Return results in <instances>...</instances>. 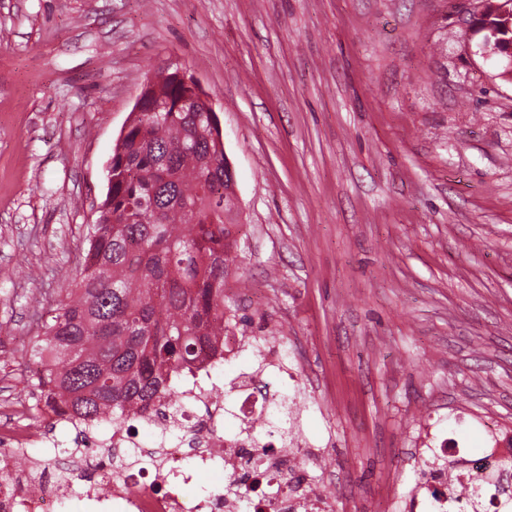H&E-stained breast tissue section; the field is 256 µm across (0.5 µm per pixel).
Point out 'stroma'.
<instances>
[{
    "instance_id": "1",
    "label": "stroma",
    "mask_w": 512,
    "mask_h": 512,
    "mask_svg": "<svg viewBox=\"0 0 512 512\" xmlns=\"http://www.w3.org/2000/svg\"><path fill=\"white\" fill-rule=\"evenodd\" d=\"M478 0H0V390L28 385L106 166L159 69L200 80L236 179L224 282L256 371L295 397L334 512H404L429 440L512 432V81Z\"/></svg>"
}]
</instances>
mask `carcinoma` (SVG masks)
Returning <instances> with one entry per match:
<instances>
[{
  "instance_id": "carcinoma-1",
  "label": "carcinoma",
  "mask_w": 512,
  "mask_h": 512,
  "mask_svg": "<svg viewBox=\"0 0 512 512\" xmlns=\"http://www.w3.org/2000/svg\"><path fill=\"white\" fill-rule=\"evenodd\" d=\"M149 82V111L132 119L113 151L80 280L34 337L53 362L31 386L86 432L106 419L121 428L155 404L182 413L176 381L216 356L213 340L224 335V279L237 245L236 224L224 223V143L204 103L175 109L187 89L171 71ZM288 412L285 394L255 431L259 453L268 451L265 438L288 447ZM75 453L99 471L143 457L114 448L105 465ZM51 468L69 482L71 468L35 464L42 480Z\"/></svg>"
}]
</instances>
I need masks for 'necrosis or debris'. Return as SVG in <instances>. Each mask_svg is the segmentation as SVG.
I'll return each mask as SVG.
<instances>
[{
  "mask_svg": "<svg viewBox=\"0 0 512 512\" xmlns=\"http://www.w3.org/2000/svg\"><path fill=\"white\" fill-rule=\"evenodd\" d=\"M212 362L195 369L181 390L189 403L186 417L195 421L198 449L186 456L181 448L154 449L150 467L112 474L107 490L96 485L95 474L85 477L81 495L69 487L52 486L44 481H21L13 492H0V512H327L322 489L301 486L286 493L289 455L274 449L264 464L253 468L252 450L241 434H226L216 427L224 418V404L211 381ZM451 469L447 478L450 491L425 492L421 502L425 512H501L504 498L494 488L498 458L495 453L475 454L468 448L449 451ZM220 463L226 488L200 500L188 491L190 484L206 473L210 464ZM245 487L246 500L234 499L235 488Z\"/></svg>",
  "mask_w": 512,
  "mask_h": 512,
  "instance_id": "necrosis-or-debris-1",
  "label": "necrosis or debris"
}]
</instances>
